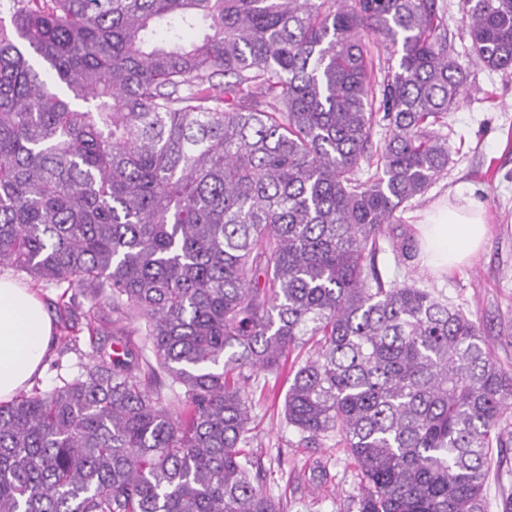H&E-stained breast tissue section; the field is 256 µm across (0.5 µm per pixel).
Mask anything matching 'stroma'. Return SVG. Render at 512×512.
I'll list each match as a JSON object with an SVG mask.
<instances>
[{
	"label": "stroma",
	"instance_id": "stroma-1",
	"mask_svg": "<svg viewBox=\"0 0 512 512\" xmlns=\"http://www.w3.org/2000/svg\"><path fill=\"white\" fill-rule=\"evenodd\" d=\"M448 171L424 195L408 204L396 233L415 234L421 213L443 195L462 194L480 200L489 224L487 241L473 263L448 275L430 274L422 257L397 262L392 251L378 254L383 274L398 280H416L420 287L447 298L480 323L497 364L512 372V70L492 72L470 66L466 93L459 107L448 115ZM140 324L130 319L119 341L140 348ZM78 353L69 354L66 372L78 370L80 360L91 359L96 347L111 348V336L90 341L85 323L74 332ZM254 450L267 472L266 486L272 494H286V512H356L357 488L353 473L336 435L318 443H299L279 408H256ZM505 426L510 434L489 478L491 512H503L512 499V413ZM325 465V483L309 484L305 478L314 465Z\"/></svg>",
	"mask_w": 512,
	"mask_h": 512
}]
</instances>
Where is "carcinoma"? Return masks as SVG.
I'll return each mask as SVG.
<instances>
[{
    "label": "carcinoma",
    "instance_id": "cac0c4a2",
    "mask_svg": "<svg viewBox=\"0 0 512 512\" xmlns=\"http://www.w3.org/2000/svg\"><path fill=\"white\" fill-rule=\"evenodd\" d=\"M11 2L0 268L137 319L154 361L0 403V512H285L251 448L287 363L286 426L339 434L357 512H485L512 373L376 264L413 257L389 225L448 171L445 0ZM462 10L468 62L512 69V0Z\"/></svg>",
    "mask_w": 512,
    "mask_h": 512
}]
</instances>
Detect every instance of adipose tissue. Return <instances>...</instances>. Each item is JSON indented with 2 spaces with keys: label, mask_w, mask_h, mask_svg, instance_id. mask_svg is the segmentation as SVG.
Instances as JSON below:
<instances>
[{
  "label": "adipose tissue",
  "mask_w": 512,
  "mask_h": 512,
  "mask_svg": "<svg viewBox=\"0 0 512 512\" xmlns=\"http://www.w3.org/2000/svg\"><path fill=\"white\" fill-rule=\"evenodd\" d=\"M424 264L435 276L469 265L486 241L482 202L465 196L440 199L416 226ZM52 320L39 298L18 281L0 276V401L41 377L53 345Z\"/></svg>",
  "instance_id": "adipose-tissue-1"
}]
</instances>
